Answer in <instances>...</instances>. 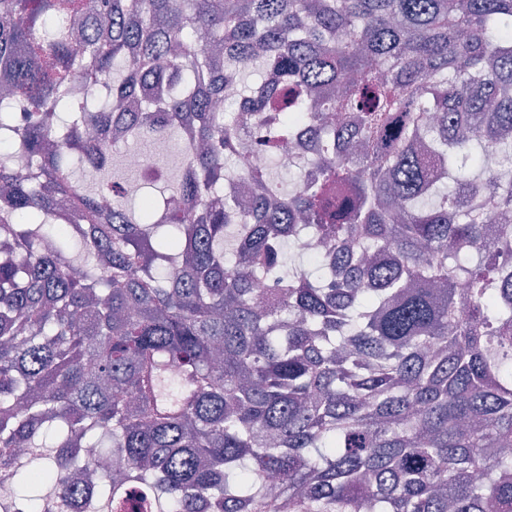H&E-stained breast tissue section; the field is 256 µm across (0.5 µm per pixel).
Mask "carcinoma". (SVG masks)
I'll return each instance as SVG.
<instances>
[{
	"instance_id": "obj_1",
	"label": "carcinoma",
	"mask_w": 512,
	"mask_h": 512,
	"mask_svg": "<svg viewBox=\"0 0 512 512\" xmlns=\"http://www.w3.org/2000/svg\"><path fill=\"white\" fill-rule=\"evenodd\" d=\"M267 111L318 172L241 207ZM113 130L180 137L136 211ZM2 141L0 512H512V0H0Z\"/></svg>"
}]
</instances>
